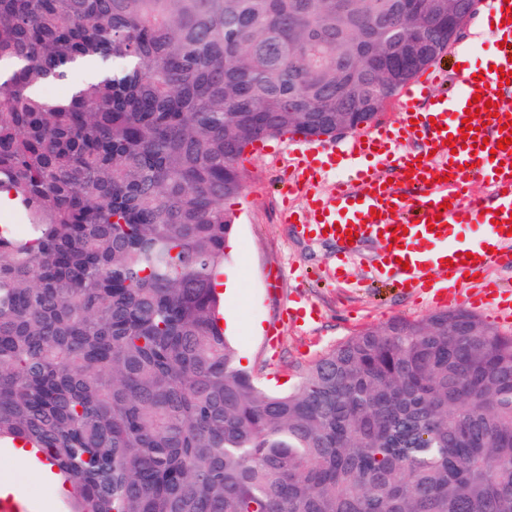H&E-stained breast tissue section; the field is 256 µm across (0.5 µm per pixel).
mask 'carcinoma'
<instances>
[{
    "mask_svg": "<svg viewBox=\"0 0 512 512\" xmlns=\"http://www.w3.org/2000/svg\"><path fill=\"white\" fill-rule=\"evenodd\" d=\"M404 2L0 0V439L71 512H512L511 334L397 318L274 394L219 324L247 149L442 57Z\"/></svg>",
    "mask_w": 512,
    "mask_h": 512,
    "instance_id": "cac0c4a2",
    "label": "carcinoma"
}]
</instances>
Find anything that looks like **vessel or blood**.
Listing matches in <instances>:
<instances>
[{
	"instance_id": "1",
	"label": "vessel or blood",
	"mask_w": 512,
	"mask_h": 512,
	"mask_svg": "<svg viewBox=\"0 0 512 512\" xmlns=\"http://www.w3.org/2000/svg\"><path fill=\"white\" fill-rule=\"evenodd\" d=\"M484 36L496 43L489 66L453 73L432 68L399 95L392 121L376 124L336 147L294 149L283 190L303 194L307 206L294 222L302 236L326 233L344 256H356L368 241L382 250L377 271L393 276L400 288H420L440 305L468 296L472 307L489 308L500 321L512 320V297L488 278L512 261V145L498 149L512 120V9L489 0ZM497 102L467 119L474 95ZM475 127L463 139L464 123ZM399 142L418 144V152L396 150ZM349 167L350 177L330 194L318 188L328 173ZM395 173L389 183L387 173ZM486 196L472 198L473 180ZM476 224L478 243L462 242L463 227Z\"/></svg>"
}]
</instances>
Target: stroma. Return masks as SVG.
<instances>
[{
	"label": "stroma",
	"mask_w": 512,
	"mask_h": 512,
	"mask_svg": "<svg viewBox=\"0 0 512 512\" xmlns=\"http://www.w3.org/2000/svg\"><path fill=\"white\" fill-rule=\"evenodd\" d=\"M493 50L474 16L438 64L446 70L461 60L478 66ZM266 144L267 152H247L246 190L228 204L235 217V245L226 251L222 280L238 285L239 292L224 301V330L241 364L269 390L285 392L298 386L312 362L353 332L395 318H424L438 307L424 291H404L393 279L372 278L368 263L377 254L374 245L364 248L362 258L346 263L344 275L335 274V244L302 238L284 223L288 206L300 207L304 201L297 196L285 201L278 191L291 162L283 152L284 138H270ZM273 269L282 272L274 286L268 280ZM302 305L315 308L312 320L299 323L287 316L288 307ZM256 321L264 335H254ZM272 330L278 333L273 345L265 338ZM4 483L27 496L39 512L47 492L40 473L0 456V485Z\"/></svg>",
	"instance_id": "1"
}]
</instances>
